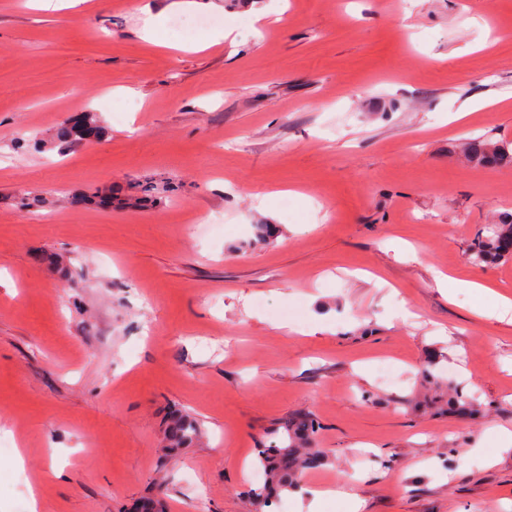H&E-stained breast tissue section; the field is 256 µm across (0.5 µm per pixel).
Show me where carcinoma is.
Listing matches in <instances>:
<instances>
[{
    "instance_id": "cac0c4a2",
    "label": "carcinoma",
    "mask_w": 512,
    "mask_h": 512,
    "mask_svg": "<svg viewBox=\"0 0 512 512\" xmlns=\"http://www.w3.org/2000/svg\"><path fill=\"white\" fill-rule=\"evenodd\" d=\"M90 118L70 128H64L60 136L70 141L79 140L90 133ZM471 160L479 165H503L512 163V149L484 139H474L468 146ZM475 263L493 265L512 258V216L495 224H487L478 233L471 250ZM438 411H453L475 418L481 414V404L456 390L429 401ZM320 425L308 412H296L271 432V439L257 449L254 466L263 472L262 485L250 490L249 497L254 512H270L279 494L298 488L302 474L321 467L329 461L328 451L318 447ZM201 434L199 423L184 415L172 417L168 426L167 442L170 448L191 445Z\"/></svg>"
}]
</instances>
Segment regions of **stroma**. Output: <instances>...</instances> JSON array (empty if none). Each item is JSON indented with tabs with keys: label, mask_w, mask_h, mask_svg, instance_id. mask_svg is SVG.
I'll return each instance as SVG.
<instances>
[{
	"label": "stroma",
	"mask_w": 512,
	"mask_h": 512,
	"mask_svg": "<svg viewBox=\"0 0 512 512\" xmlns=\"http://www.w3.org/2000/svg\"><path fill=\"white\" fill-rule=\"evenodd\" d=\"M149 13L233 38L167 50ZM509 26L512 0H0V512L38 473V512H252L255 449L301 410L332 461L290 512H512V324L487 315L512 259L469 256L512 165L465 154L512 142ZM77 114L97 135L60 143ZM431 351L482 417L409 404ZM176 409L203 436L169 451ZM468 150L471 160L479 165L497 166L512 163V149L503 144L477 138L469 143Z\"/></svg>",
	"instance_id": "1"
}]
</instances>
